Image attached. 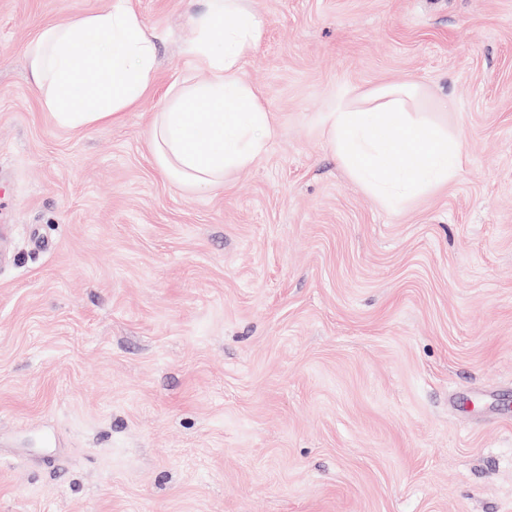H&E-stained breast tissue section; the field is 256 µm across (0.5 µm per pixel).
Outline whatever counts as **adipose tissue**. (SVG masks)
<instances>
[{"label":"adipose tissue","instance_id":"ef3b65f1","mask_svg":"<svg viewBox=\"0 0 512 512\" xmlns=\"http://www.w3.org/2000/svg\"><path fill=\"white\" fill-rule=\"evenodd\" d=\"M187 50L206 85L169 91L150 128L154 161L190 193L224 183L263 155L277 133L257 90L241 76L262 17L249 0H207ZM32 88L56 125L77 130L117 120L147 93L157 70L155 35L128 0H103L76 21L41 28L27 46Z\"/></svg>","mask_w":512,"mask_h":512}]
</instances>
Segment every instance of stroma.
I'll return each instance as SVG.
<instances>
[{
    "mask_svg": "<svg viewBox=\"0 0 512 512\" xmlns=\"http://www.w3.org/2000/svg\"><path fill=\"white\" fill-rule=\"evenodd\" d=\"M101 0H0V512H512V0H252L278 129L191 195L152 161L205 0H129L154 87L55 125L27 43ZM421 83L456 178L382 206L321 116Z\"/></svg>",
    "mask_w": 512,
    "mask_h": 512,
    "instance_id": "1",
    "label": "stroma"
}]
</instances>
